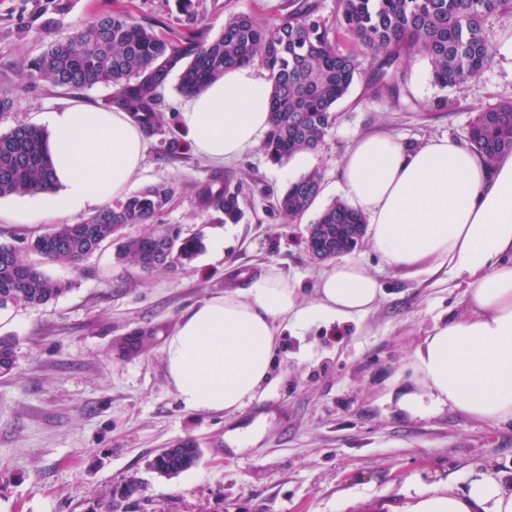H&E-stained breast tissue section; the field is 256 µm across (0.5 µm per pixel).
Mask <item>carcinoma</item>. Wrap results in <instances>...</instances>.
Returning a JSON list of instances; mask_svg holds the SVG:
<instances>
[{
  "mask_svg": "<svg viewBox=\"0 0 512 512\" xmlns=\"http://www.w3.org/2000/svg\"><path fill=\"white\" fill-rule=\"evenodd\" d=\"M499 12H512V0H336L335 18L328 21L313 0H285L273 17L234 14L213 38L196 34L174 39L113 10L94 15L39 56L17 64V72L22 92L38 82L68 93L96 85L115 88L105 107L128 113L147 133L163 135L165 153L177 156L188 144L166 134L161 113V91L171 75H178L181 93L192 95L228 68L257 64L270 82L271 127L262 150L281 163L324 142L336 106L358 78L359 56L371 59L368 86L375 94L398 92L414 54L427 60L436 85L453 88L478 79L489 65L492 42L486 19ZM342 38L350 48L341 49ZM47 137L43 129L26 123L0 133V198L50 189ZM469 142L490 165L512 153V100L479 110ZM321 192V175L311 170L288 184L277 198L278 210L286 220L295 219ZM175 193L172 184H151L78 224H56L18 245L0 243V308L43 305L68 290L67 282L41 269V258L74 265L115 242L117 259L143 272L191 263L203 247L202 238L182 236L175 224H152ZM194 199L200 211L220 212L226 222L242 217L240 186L219 173L194 185ZM129 224L148 228L136 236L122 235ZM364 226V214L335 200L308 227L306 245L324 259L336 257L361 243ZM15 364V340L0 337V371L9 372ZM200 455L201 449L186 440L161 451L151 465L172 478L195 465Z\"/></svg>",
  "mask_w": 512,
  "mask_h": 512,
  "instance_id": "1",
  "label": "carcinoma"
}]
</instances>
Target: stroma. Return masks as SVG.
I'll use <instances>...</instances> for the list:
<instances>
[{"instance_id": "35a3bbf8", "label": "stroma", "mask_w": 512, "mask_h": 512, "mask_svg": "<svg viewBox=\"0 0 512 512\" xmlns=\"http://www.w3.org/2000/svg\"><path fill=\"white\" fill-rule=\"evenodd\" d=\"M283 0H194L209 35L226 17L278 13ZM182 0H0V86L15 87V63L38 55L93 15L129 12L162 35L197 24ZM369 58L336 108L322 146L304 162H271L261 148L216 164L188 151L166 155L160 135L134 186L172 183L176 194L160 224L211 243L224 237L222 257L201 252L186 266L144 273L119 263L107 244L79 264L44 263L69 290L51 302L0 309V336L16 341L17 364L0 374V512H401L409 477L450 492H467L483 474L512 490V424L492 425L443 410L414 415L403 393L419 383L410 367L418 342L439 320L463 315L465 283L447 270L408 276L388 267L370 241L352 252L376 278L380 295L366 314L316 320L284 330L269 384L234 413L183 408L167 381L162 348L180 318L199 301L243 291L268 270L295 283L303 303L328 265L305 245L307 228L339 198L344 154L364 133L383 130L417 148L435 138L467 142L478 110L512 99V58L494 53L480 79L454 89L435 85L427 61L412 57L399 95L367 88ZM110 87L67 94L42 83L16 110L0 117V133L39 124L44 113L103 105ZM322 175V193L301 217L286 221L275 208L291 180ZM221 172L242 188V219L218 222L197 209L193 186ZM0 199V243L49 231L53 220L13 215ZM147 330L141 348L124 354L131 334ZM192 440L199 462L178 477L153 472L162 449ZM140 490L121 498L129 476Z\"/></svg>"}]
</instances>
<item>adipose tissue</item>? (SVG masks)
Returning <instances> with one entry per match:
<instances>
[{
    "instance_id": "obj_1",
    "label": "adipose tissue",
    "mask_w": 512,
    "mask_h": 512,
    "mask_svg": "<svg viewBox=\"0 0 512 512\" xmlns=\"http://www.w3.org/2000/svg\"><path fill=\"white\" fill-rule=\"evenodd\" d=\"M180 119L200 154L233 160L269 129V84L254 67L228 69L191 97ZM44 122L56 185L43 193L41 215L101 206L131 186L147 145L128 113L78 104ZM339 188L367 216V236L390 268L409 275L445 268L466 283L465 314L436 324L415 348L420 389L402 395L401 405L512 423V154L490 166L448 138L409 149L368 133L346 152ZM316 294L302 305L296 285L271 270L246 292L196 304L163 347L184 409L240 410L269 381L282 325L365 314L379 288L361 263L342 259L319 274ZM403 512H512V492L482 476L462 495L420 487Z\"/></svg>"
}]
</instances>
